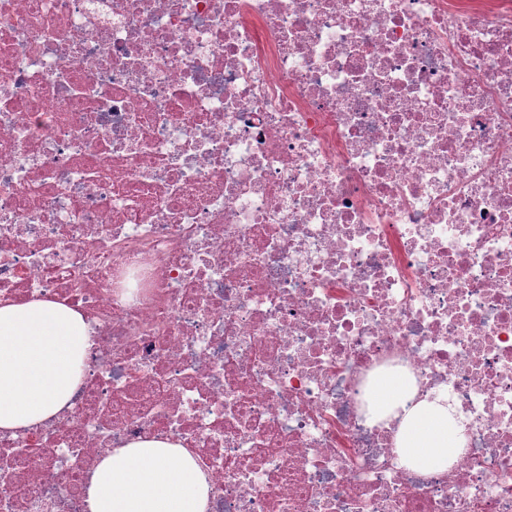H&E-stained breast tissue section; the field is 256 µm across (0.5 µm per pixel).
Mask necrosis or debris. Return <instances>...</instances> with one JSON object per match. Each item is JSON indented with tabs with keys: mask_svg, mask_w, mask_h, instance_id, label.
<instances>
[{
	"mask_svg": "<svg viewBox=\"0 0 512 512\" xmlns=\"http://www.w3.org/2000/svg\"><path fill=\"white\" fill-rule=\"evenodd\" d=\"M92 326L0 512L182 443L209 512H512V0H0V300ZM448 392L423 474L365 395Z\"/></svg>",
	"mask_w": 512,
	"mask_h": 512,
	"instance_id": "necrosis-or-debris-1",
	"label": "necrosis or debris"
}]
</instances>
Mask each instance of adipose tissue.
I'll list each match as a JSON object with an SVG mask.
<instances>
[{
    "mask_svg": "<svg viewBox=\"0 0 512 512\" xmlns=\"http://www.w3.org/2000/svg\"><path fill=\"white\" fill-rule=\"evenodd\" d=\"M90 324L55 300L0 301V434L59 421L82 383ZM369 411L396 419L400 461L424 474L448 470L464 451V423L444 395L418 397L397 372L372 382ZM210 484L182 445L151 438L103 456L85 477L88 512H208Z\"/></svg>",
    "mask_w": 512,
    "mask_h": 512,
    "instance_id": "adipose-tissue-1",
    "label": "adipose tissue"
}]
</instances>
